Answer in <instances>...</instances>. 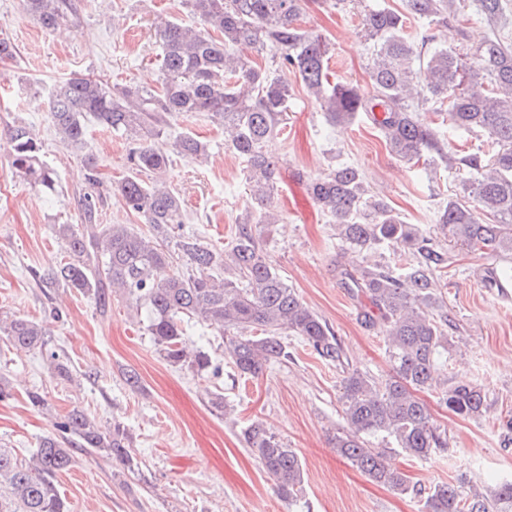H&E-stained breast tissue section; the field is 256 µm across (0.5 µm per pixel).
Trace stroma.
<instances>
[{"label": "stroma", "instance_id": "1", "mask_svg": "<svg viewBox=\"0 0 512 512\" xmlns=\"http://www.w3.org/2000/svg\"><path fill=\"white\" fill-rule=\"evenodd\" d=\"M404 11V0H302L298 26L330 40L329 70L337 79L368 87L372 44L362 17L374 8ZM80 20L65 31L43 30L25 14L21 0H0V32L16 46L14 59L0 62V312L41 324L43 350L16 352L0 341V442L19 457L72 409L82 410L101 431L123 428L133 465L106 453L76 451L75 465L58 485L70 512H421L424 495L441 482L483 485L512 480V288H489L490 269L512 266V254H483L448 248V272L439 281L448 342L440 350L431 388L418 397L429 408L448 446L420 460L392 448L391 438L370 437L390 449V461L409 476L413 489L398 493L369 481L340 456L334 438L343 431L341 382L357 370L382 380L389 373L383 334L366 330L356 303L336 275L340 242L336 228L312 198L311 180L345 163L364 173L370 193L384 199L410 224L437 233L436 212L459 191L455 170L412 165L391 155L365 115L331 125L314 97L292 78L294 95L271 143L278 160L273 204L282 221L262 229L260 245L283 279L332 328L340 362L321 359L301 339L288 337L290 358L259 376H243L224 353L214 329L188 323L184 340L210 357L199 373L170 365L144 329L145 311L119 294L107 309L71 288H47L38 278L65 255L53 233L57 224L82 222L84 193L98 195L99 221L126 224L142 235L151 228L122 206L110 184L129 171L131 141L91 127L84 152L98 162V186H89L80 157L56 134L50 119L51 88L80 72L111 84L160 87L159 18L198 26L186 0H80ZM414 42L434 40L473 57L490 28L470 13L447 24L408 19ZM30 126L42 160L58 175L59 191L38 193L17 177L5 139L14 123ZM207 143L209 159L197 163L172 152L177 137ZM159 144L169 148L167 179L184 201L181 234L195 235L221 249L253 203L243 162L224 141V126L201 113L173 120ZM68 379H60L55 364ZM140 377L137 388L123 379ZM466 380L482 386L487 411L473 421L450 412L439 396L447 385ZM40 394L41 405L28 393ZM223 406L212 405L214 396ZM262 421L304 465V483L293 499L282 498L275 481L240 440L241 431Z\"/></svg>", "mask_w": 512, "mask_h": 512}]
</instances>
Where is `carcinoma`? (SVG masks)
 <instances>
[{"label":"carcinoma","mask_w":512,"mask_h":512,"mask_svg":"<svg viewBox=\"0 0 512 512\" xmlns=\"http://www.w3.org/2000/svg\"><path fill=\"white\" fill-rule=\"evenodd\" d=\"M26 12L51 30L78 18L76 0H22ZM201 28L168 21L161 40V90L131 84L111 85L74 72L50 94L49 116L61 141L73 152L84 149L88 124L139 140L130 154L132 174L111 185L130 212L150 225L146 237L125 224H101L94 195L81 200L83 224H55L53 231L69 254L46 278V284L74 288L106 304L112 289L123 292L147 313L145 331L171 365L202 372L207 353L189 355L184 325L195 321L215 329L224 349L243 375L257 376L272 361L288 359L283 337L298 336L321 358L335 362L340 349L327 323L288 286L259 247L258 228L275 224L272 197L277 161L270 142L284 120L298 75L305 90L320 101L327 120L350 123L362 112L378 130L390 152L407 162H441L464 170L461 195L448 198L436 224L443 235L473 251L512 253V43L496 34L470 60L432 46L418 50L406 33L407 17L445 22L454 0H406V13L388 8L364 15L367 39L373 41L371 88L330 82L332 44L297 26L300 0H187ZM470 6L492 24L501 0H471ZM219 33L220 38L213 37ZM273 48L277 74L252 58ZM437 103L435 112L456 130L481 133L491 153L448 157L440 132L420 118V106ZM207 112L224 123L231 150L246 163L256 214L246 216L231 246L218 250L200 239L176 242L186 266L171 269L163 243L183 223L178 194L159 183L169 165L168 151L145 137L160 136L171 120ZM11 167L35 189L52 195L59 186L55 171L41 159L40 144L25 124L7 133ZM174 150L190 160L208 156L207 145L181 135ZM151 173L153 184L140 175ZM317 205L336 224L343 252L337 268L344 288L358 301V316L387 339L389 378L377 382L354 370L341 383L343 432L334 447L371 481L394 491H409L407 476L387 462L384 451L367 438L383 434L402 453L426 459L447 447L428 407L415 391L431 386L435 355L448 342L433 313L438 279L448 268V252L434 239L406 223L381 199L367 196L364 178L353 165H342L310 182ZM487 220H482L481 216ZM399 250L402 264L365 266L355 257L373 245ZM224 269L225 277L214 275ZM258 336H245L247 329ZM36 322L0 316V340L20 351L44 345ZM440 401L454 414L479 419L487 411L482 388L460 384L445 388ZM78 437L84 450H103L131 464V448L120 429L110 435L76 409L57 423ZM242 438L274 478L282 495L292 498L302 487V463L294 449L263 423L254 422ZM74 463L73 449L45 438L28 459L0 447V512H68L56 484ZM424 512H512V481L465 488L440 483L427 494Z\"/></svg>","instance_id":"obj_1"}]
</instances>
